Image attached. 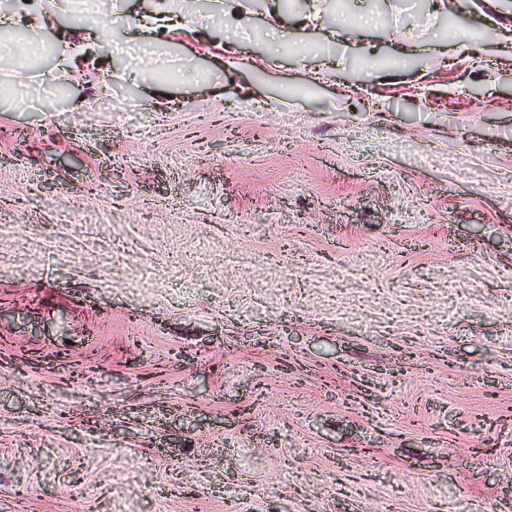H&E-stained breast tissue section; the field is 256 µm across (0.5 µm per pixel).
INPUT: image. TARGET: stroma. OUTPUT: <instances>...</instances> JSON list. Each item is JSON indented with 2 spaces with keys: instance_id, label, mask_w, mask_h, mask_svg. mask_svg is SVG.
Segmentation results:
<instances>
[{
  "instance_id": "obj_1",
  "label": "stroma",
  "mask_w": 512,
  "mask_h": 512,
  "mask_svg": "<svg viewBox=\"0 0 512 512\" xmlns=\"http://www.w3.org/2000/svg\"><path fill=\"white\" fill-rule=\"evenodd\" d=\"M157 3L0 45V512H512V0ZM163 1L160 3L161 10L154 12L153 15L143 17L139 21L138 25L140 27L152 30L165 29L167 31L178 30L183 27L185 22L183 23L181 20L186 21L185 18L188 15L183 14L181 11L171 10L165 0Z\"/></svg>"
}]
</instances>
